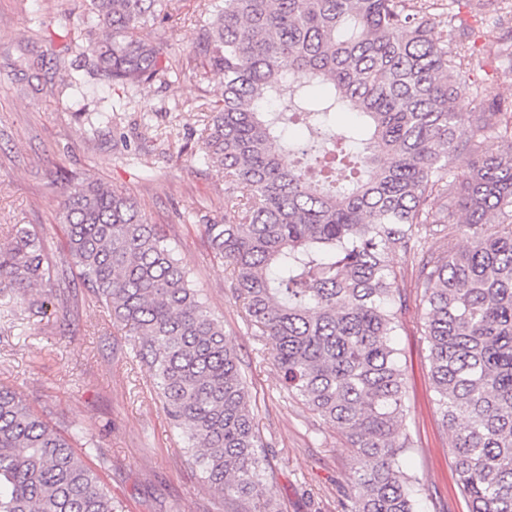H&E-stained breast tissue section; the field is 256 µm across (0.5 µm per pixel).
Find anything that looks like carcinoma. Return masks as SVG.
I'll return each mask as SVG.
<instances>
[{
	"label": "carcinoma",
	"mask_w": 512,
	"mask_h": 512,
	"mask_svg": "<svg viewBox=\"0 0 512 512\" xmlns=\"http://www.w3.org/2000/svg\"><path fill=\"white\" fill-rule=\"evenodd\" d=\"M88 13L102 35L81 55L97 75L169 82L149 29L176 21L174 0H90ZM197 26L178 67L224 86L202 141L226 184L207 240L272 341L282 387L354 450L342 512H417L392 342L403 276L391 257L411 251L459 494L468 512H512V100L471 82L481 54L512 66V0H224ZM345 112L355 118L338 130ZM296 121L301 144L288 138ZM283 149L299 158L285 164ZM60 221L204 483L236 512H279L235 346L165 236L134 198L92 181L69 188ZM54 274L39 234L13 225L0 306L26 296L46 313ZM0 512H125L100 470L2 386Z\"/></svg>",
	"instance_id": "carcinoma-1"
}]
</instances>
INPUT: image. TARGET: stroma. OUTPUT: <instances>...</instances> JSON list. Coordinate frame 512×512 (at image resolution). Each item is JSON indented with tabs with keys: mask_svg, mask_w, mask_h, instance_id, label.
<instances>
[{
	"mask_svg": "<svg viewBox=\"0 0 512 512\" xmlns=\"http://www.w3.org/2000/svg\"><path fill=\"white\" fill-rule=\"evenodd\" d=\"M179 6L183 21L152 29L173 58L195 40L199 0ZM87 7L88 0H0V240L11 225L34 228L52 264L62 265L65 191L94 180L130 193L236 347L255 423L270 444V494L282 512H341L355 477L350 445L280 389L272 344L247 325L230 272L205 236L206 222L224 220V171L200 149L207 105L222 85L187 70L171 83L121 92L90 73L77 51ZM77 80L87 96L75 94ZM393 264L405 273L394 344L407 378V466L421 483L418 512H467L452 469V434L434 404L415 262L399 253ZM0 385L86 451L127 512H228L186 454L129 336L77 269L58 274L46 314L18 303L0 316Z\"/></svg>",
	"mask_w": 512,
	"mask_h": 512,
	"instance_id": "obj_1",
	"label": "stroma"
}]
</instances>
